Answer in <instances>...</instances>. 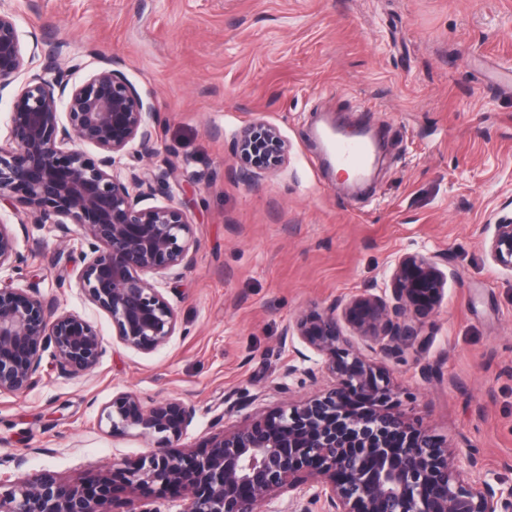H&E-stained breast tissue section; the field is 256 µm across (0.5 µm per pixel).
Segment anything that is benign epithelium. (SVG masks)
Returning <instances> with one entry per match:
<instances>
[{
	"label": "benign epithelium",
	"instance_id": "1",
	"mask_svg": "<svg viewBox=\"0 0 512 512\" xmlns=\"http://www.w3.org/2000/svg\"><path fill=\"white\" fill-rule=\"evenodd\" d=\"M99 61L76 80L84 63L61 65L52 38L26 44L15 15L0 10V90L18 86L10 138L0 143V204L17 201L26 214L16 225L0 218V273L27 262L17 238L28 225L65 238L78 226L76 280L110 316L121 344L150 353L177 330L164 290L193 264V224L171 202L142 206L157 194L172 197L177 167L149 164L160 152L157 113L112 59ZM234 143L247 180L288 156V142L264 122L243 126ZM83 144L98 149L97 160ZM489 252L512 270V219L496 225ZM446 265L444 254H401L391 265V295L371 286L299 317L286 335L310 363L306 375L325 374L331 387L223 432L202 454L169 451L193 408L164 401L145 409L133 392L113 396L100 414L110 432L158 436L150 455L119 474L133 489L172 491L181 501L163 511L137 497L128 512H261L285 493L290 512H512V486L501 487L475 455H461L398 411L388 374L353 345L364 341L384 360L425 347V317L444 297ZM46 351L60 375L75 378L93 371L105 348L95 324L60 310L39 284L16 288L0 277V394L29 389ZM252 403L225 398L217 421ZM112 491L108 476L83 484L31 477L0 497V512H112Z\"/></svg>",
	"mask_w": 512,
	"mask_h": 512
}]
</instances>
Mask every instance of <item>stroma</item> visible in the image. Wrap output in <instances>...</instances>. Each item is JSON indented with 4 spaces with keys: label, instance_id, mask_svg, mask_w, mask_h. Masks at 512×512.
Returning <instances> with one entry per match:
<instances>
[{
    "label": "stroma",
    "instance_id": "stroma-1",
    "mask_svg": "<svg viewBox=\"0 0 512 512\" xmlns=\"http://www.w3.org/2000/svg\"><path fill=\"white\" fill-rule=\"evenodd\" d=\"M25 33L58 32L62 60L112 58L155 107L153 164L180 170L173 201L194 226L196 261L166 297L174 336L144 353L120 344L110 317L74 278L77 243L30 225L19 285L38 283L61 308L95 322L106 352L66 379L42 362L36 383L0 394V485L39 477L70 483L148 455L154 438L97 426L122 391L143 406L191 405L174 442L199 452L222 431L329 381L289 377L283 333L388 280L405 252L443 253L448 280L430 314L431 347L387 362L402 409L440 438L466 439L484 469L512 483V271L486 245L512 218V0H0ZM95 58H88L89 50ZM384 128L387 149L370 196L337 194L319 163L323 121ZM262 121L288 142L285 163L240 175L233 135ZM231 394L254 399L223 417Z\"/></svg>",
    "mask_w": 512,
    "mask_h": 512
}]
</instances>
